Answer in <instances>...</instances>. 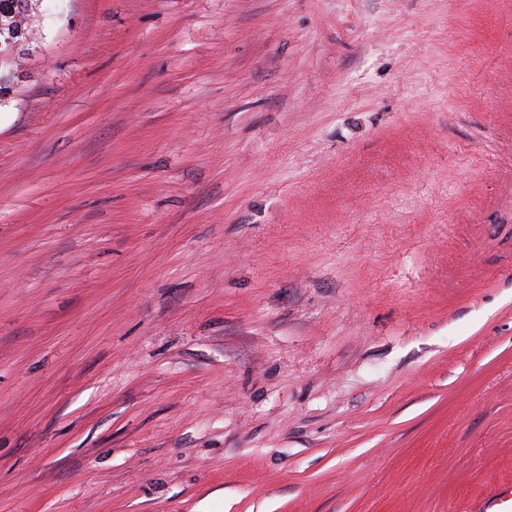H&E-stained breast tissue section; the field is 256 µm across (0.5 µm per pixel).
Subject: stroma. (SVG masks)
Instances as JSON below:
<instances>
[{
    "mask_svg": "<svg viewBox=\"0 0 512 512\" xmlns=\"http://www.w3.org/2000/svg\"><path fill=\"white\" fill-rule=\"evenodd\" d=\"M33 36L0 512L512 485V0H43Z\"/></svg>",
    "mask_w": 512,
    "mask_h": 512,
    "instance_id": "35a3bbf8",
    "label": "stroma"
}]
</instances>
